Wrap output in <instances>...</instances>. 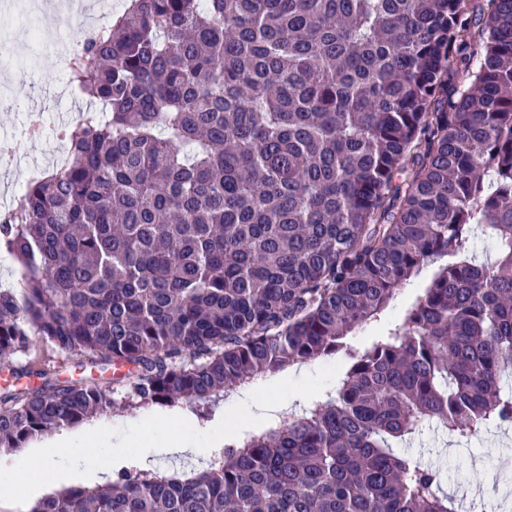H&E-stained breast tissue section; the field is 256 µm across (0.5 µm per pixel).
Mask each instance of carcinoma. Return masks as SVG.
<instances>
[{"mask_svg":"<svg viewBox=\"0 0 512 512\" xmlns=\"http://www.w3.org/2000/svg\"><path fill=\"white\" fill-rule=\"evenodd\" d=\"M69 80L91 107L66 164L0 215L23 270L0 288V455L112 409L15 363L33 336L127 368L138 407L346 364L201 469L132 466L28 512H458L392 441L512 425V0H129ZM425 286V279L422 278L418 282L414 283L412 288H407L402 291L392 310L387 315L388 321H396L400 319L405 309L415 300V298L422 292V288ZM320 364L322 363L299 365L305 369L304 375L306 379L311 381V388L307 393L309 402L312 396L315 395L318 391L332 387V379H335L336 384V372L341 365V362L336 360L332 362V364L335 366V375L332 378H327L322 374V372L319 370Z\"/></svg>","mask_w":512,"mask_h":512,"instance_id":"1","label":"carcinoma"}]
</instances>
